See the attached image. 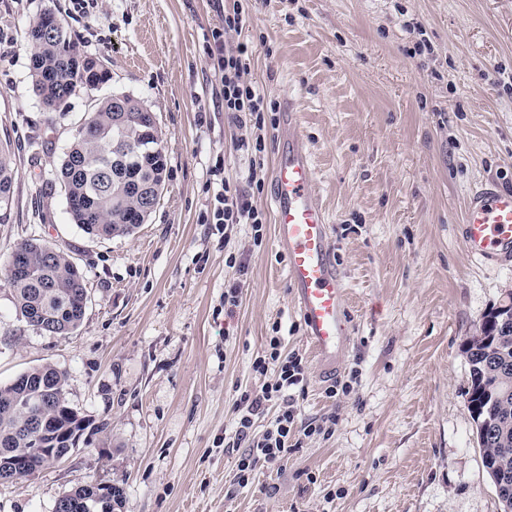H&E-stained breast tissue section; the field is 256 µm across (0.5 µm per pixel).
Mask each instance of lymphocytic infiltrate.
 Returning a JSON list of instances; mask_svg holds the SVG:
<instances>
[{"instance_id":"f902f5d3","label":"lymphocytic infiltrate","mask_w":512,"mask_h":512,"mask_svg":"<svg viewBox=\"0 0 512 512\" xmlns=\"http://www.w3.org/2000/svg\"><path fill=\"white\" fill-rule=\"evenodd\" d=\"M246 22L242 12L225 14L222 27L211 32L209 55L223 73L224 110L241 131L237 147L257 154L265 149L259 131L264 127L265 113L272 111L273 105L248 78L252 58L248 44L235 45L228 39L230 33L241 32ZM216 185L214 223L227 227L250 225L254 243H261L266 222L264 212L253 205L236 180L223 176ZM252 369L265 376L266 381L259 389L241 391L233 399L234 429L224 436L225 447L239 451L235 481L242 487L253 484L260 470L283 467L294 442L315 435H331L337 425L332 414L303 417L295 393L304 387L306 364L302 356L287 350L281 323H273L252 362ZM264 415L269 416L270 422L262 434H255V421Z\"/></svg>"}]
</instances>
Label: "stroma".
<instances>
[{
    "label": "stroma",
    "instance_id": "stroma-1",
    "mask_svg": "<svg viewBox=\"0 0 512 512\" xmlns=\"http://www.w3.org/2000/svg\"><path fill=\"white\" fill-rule=\"evenodd\" d=\"M248 21L250 77L268 99L295 100L325 203L352 335L335 376L304 340L274 226L254 246L242 224L205 223L210 172L245 185L271 213L277 124L263 153L237 151L221 75L206 39L212 0H0V143L12 151L13 198L0 210V266L36 238L84 276L82 321L49 336L18 321L0 279V383L52 364L90 421L75 451L16 484L0 512H53L81 479L123 489V512H499L468 407L462 352L484 314L512 292V261L482 265L463 237L476 186L512 187V0H224ZM52 12L107 83L58 109L33 88L30 19ZM425 39L431 53L417 54ZM130 95L155 113L165 189L134 235L93 240L73 224L60 164L97 100ZM242 256L246 274L227 263ZM241 302L224 310V290ZM307 365L305 415L336 414L328 438L289 449L254 484L233 482L224 447L237 387L273 323ZM350 391L328 397L333 382Z\"/></svg>",
    "mask_w": 512,
    "mask_h": 512
}]
</instances>
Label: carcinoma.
<instances>
[{
    "label": "carcinoma",
    "instance_id": "1",
    "mask_svg": "<svg viewBox=\"0 0 512 512\" xmlns=\"http://www.w3.org/2000/svg\"><path fill=\"white\" fill-rule=\"evenodd\" d=\"M53 14L32 18L27 39L32 47L34 89L47 107L60 104L80 88L94 89L108 81L91 73L92 57L81 53L64 28L50 27ZM167 155L155 113L130 95H113L94 105L77 128L61 167L67 209L73 223L91 237L130 236L147 222L160 201ZM13 182L12 158L0 146V207L8 205ZM16 252L28 258L20 276L5 265L3 278L16 313L28 326L51 336H66L80 324L86 290L83 275L69 254L34 239ZM470 365V411L491 418L495 433L480 441L486 470L512 487V327L507 331L483 324L465 345ZM67 373L44 364L0 384V466L11 457L29 456L30 471L51 460L31 456L30 425L49 416L72 435L89 422L71 406ZM70 512H117L123 490L91 479L61 496Z\"/></svg>",
    "mask_w": 512,
    "mask_h": 512
}]
</instances>
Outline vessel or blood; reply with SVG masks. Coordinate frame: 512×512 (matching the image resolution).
Instances as JSON below:
<instances>
[{
    "label": "vessel or blood",
    "mask_w": 512,
    "mask_h": 512,
    "mask_svg": "<svg viewBox=\"0 0 512 512\" xmlns=\"http://www.w3.org/2000/svg\"><path fill=\"white\" fill-rule=\"evenodd\" d=\"M271 200L275 244L286 261L287 284L305 340L322 373L344 360L350 335L348 291L331 257L327 211L314 191L315 171L292 100L282 103ZM464 240L478 262L512 259V189L480 187L465 208Z\"/></svg>",
    "instance_id": "obj_1"
}]
</instances>
